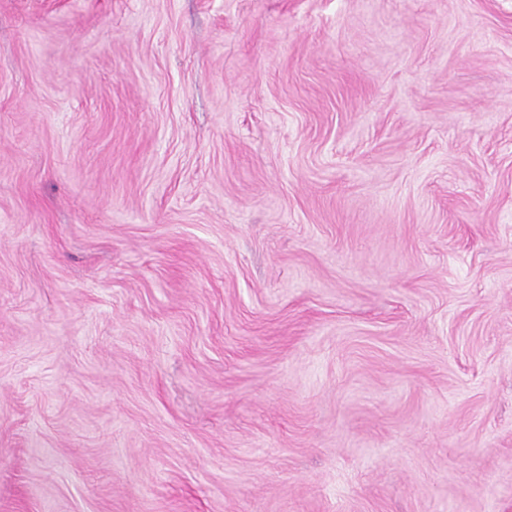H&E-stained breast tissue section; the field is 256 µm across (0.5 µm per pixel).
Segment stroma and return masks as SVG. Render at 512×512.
<instances>
[{"label":"stroma","mask_w":512,"mask_h":512,"mask_svg":"<svg viewBox=\"0 0 512 512\" xmlns=\"http://www.w3.org/2000/svg\"><path fill=\"white\" fill-rule=\"evenodd\" d=\"M512 512V0H0V512Z\"/></svg>","instance_id":"1"}]
</instances>
